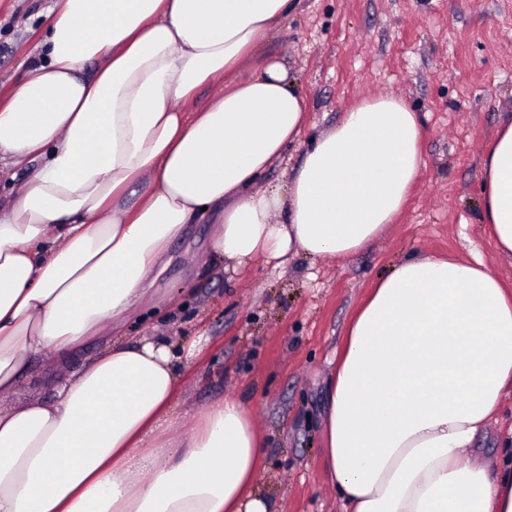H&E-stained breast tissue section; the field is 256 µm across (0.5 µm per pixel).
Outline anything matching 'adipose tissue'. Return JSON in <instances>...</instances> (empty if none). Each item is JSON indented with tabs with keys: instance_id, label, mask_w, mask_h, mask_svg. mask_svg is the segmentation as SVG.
I'll return each mask as SVG.
<instances>
[{
	"instance_id": "1",
	"label": "adipose tissue",
	"mask_w": 512,
	"mask_h": 512,
	"mask_svg": "<svg viewBox=\"0 0 512 512\" xmlns=\"http://www.w3.org/2000/svg\"><path fill=\"white\" fill-rule=\"evenodd\" d=\"M293 6L55 0L39 59L0 99V162L39 163L0 205V394L41 356L64 366L105 342L53 397L0 410V512H274L251 410L219 400L171 444L175 354L122 335L202 213L219 219L210 254L235 267L344 259L402 213L423 123L392 94L258 190L307 123L296 80L261 54ZM219 75L227 88L198 104ZM480 207L512 258V120L483 150ZM508 392L512 290L478 259L402 262L354 314L328 383L323 454L344 512H512V437L496 463L471 453Z\"/></svg>"
}]
</instances>
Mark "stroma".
<instances>
[{
    "label": "stroma",
    "instance_id": "stroma-1",
    "mask_svg": "<svg viewBox=\"0 0 512 512\" xmlns=\"http://www.w3.org/2000/svg\"><path fill=\"white\" fill-rule=\"evenodd\" d=\"M53 0H0V95L38 57ZM297 77L307 136L362 100L394 94L425 119L423 166L397 224L346 259L304 254L233 272L206 254L215 221L189 225L161 285L182 289L137 322L133 340L170 337L181 357L179 411L245 403L263 439L259 491L275 512H342L322 453L327 378L347 326L379 277L412 257L480 256L506 285L481 218L484 146L512 117V0H297L262 47ZM201 344L188 356L192 344ZM54 371L35 361L0 409L50 397Z\"/></svg>",
    "mask_w": 512,
    "mask_h": 512
}]
</instances>
